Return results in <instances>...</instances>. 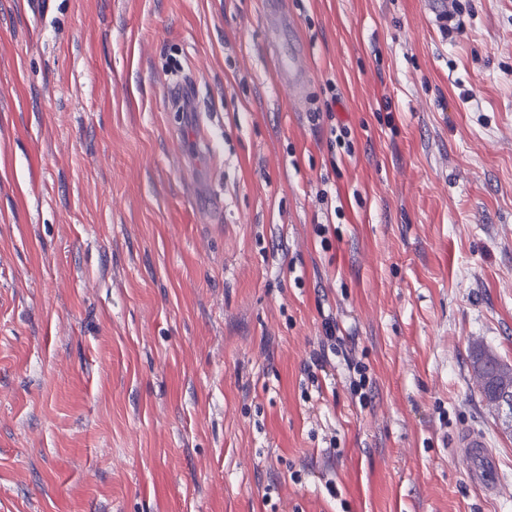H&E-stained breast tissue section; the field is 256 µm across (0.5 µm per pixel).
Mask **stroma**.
<instances>
[{"label":"stroma","mask_w":512,"mask_h":512,"mask_svg":"<svg viewBox=\"0 0 512 512\" xmlns=\"http://www.w3.org/2000/svg\"><path fill=\"white\" fill-rule=\"evenodd\" d=\"M453 4L284 0L300 111L262 0H0V512H512V0ZM277 79L280 84H288L298 91V102L304 104L305 88L307 85V68L305 57L293 50L288 57V62L278 65ZM456 450L468 463L471 483L487 497H495L500 491L499 459L490 448L486 436L478 429L461 432Z\"/></svg>","instance_id":"obj_1"}]
</instances>
